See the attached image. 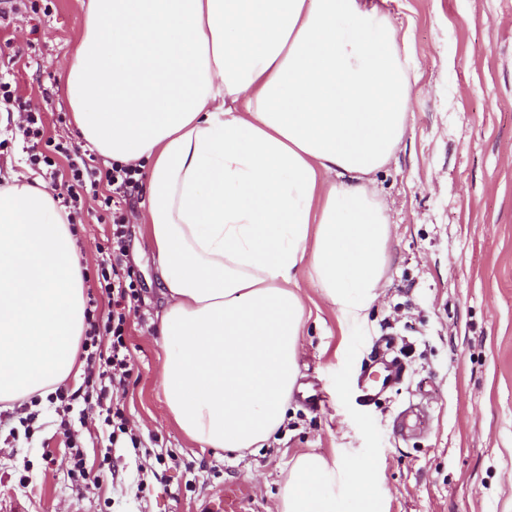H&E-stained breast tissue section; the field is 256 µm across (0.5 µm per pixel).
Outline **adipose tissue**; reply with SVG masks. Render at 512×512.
Masks as SVG:
<instances>
[{"label": "adipose tissue", "mask_w": 512, "mask_h": 512, "mask_svg": "<svg viewBox=\"0 0 512 512\" xmlns=\"http://www.w3.org/2000/svg\"><path fill=\"white\" fill-rule=\"evenodd\" d=\"M375 0H88L63 76L83 140L144 174L166 303L159 384L192 444L238 452L285 420L309 265L346 324L383 286L371 176L402 142L417 74ZM86 282L54 190L0 180V403L75 371ZM278 512H382L368 469L295 456Z\"/></svg>", "instance_id": "1"}]
</instances>
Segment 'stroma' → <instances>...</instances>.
Listing matches in <instances>:
<instances>
[{"instance_id":"35a3bbf8","label":"stroma","mask_w":512,"mask_h":512,"mask_svg":"<svg viewBox=\"0 0 512 512\" xmlns=\"http://www.w3.org/2000/svg\"><path fill=\"white\" fill-rule=\"evenodd\" d=\"M87 0H49L45 14L0 26V77L44 112L52 137L78 140L60 77ZM408 29L419 72L405 139L373 174L388 208L385 288L358 327H342L309 268L298 279L314 310L298 340L299 377L284 424L240 454L190 444L170 420L156 383L163 358L156 314L164 305L140 206L130 215L125 263L142 305L126 332L133 373L123 396L145 447L107 449L101 427H80L87 480L49 404L32 436L0 433V512H212L237 489L242 512H277L290 461L313 451L370 465L384 512H512V0H388ZM78 246L93 274L110 233L86 201ZM394 337L407 367L401 385L364 405L359 372L379 337ZM426 427L396 437L412 404Z\"/></svg>"}]
</instances>
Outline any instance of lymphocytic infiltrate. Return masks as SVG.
Wrapping results in <instances>:
<instances>
[{
    "instance_id": "f902f5d3",
    "label": "lymphocytic infiltrate",
    "mask_w": 512,
    "mask_h": 512,
    "mask_svg": "<svg viewBox=\"0 0 512 512\" xmlns=\"http://www.w3.org/2000/svg\"><path fill=\"white\" fill-rule=\"evenodd\" d=\"M0 105L6 112L19 113L22 122L18 133L30 145L27 162L30 168L41 171L50 179H61L64 191L62 203L70 212L71 219H79L83 200L87 194H99V187H107V195H99L100 209L105 223L111 224L99 252L94 286L86 305V330L81 344V357L86 366L85 389L82 393L69 392L58 387L47 397L32 396V409L26 416L17 418L12 412L0 411V420L18 419L23 426H31L38 417L37 406L48 402L60 418L59 427L69 430L68 415L74 401H83L88 410L97 413L102 425L108 430L110 445L130 442L139 446L140 441L128 426L125 409L114 394L123 389L130 379L129 349L125 340V325L130 311L142 303L141 294L132 279L130 270L123 264L126 253L127 220L125 206L138 190L140 179L136 168L110 163L102 165L86 157L79 147L64 139H56L45 133L42 113L33 111L30 104L19 96L11 82L0 79ZM107 299L108 311L99 308L100 299ZM110 337L109 348H102L101 337Z\"/></svg>"
}]
</instances>
